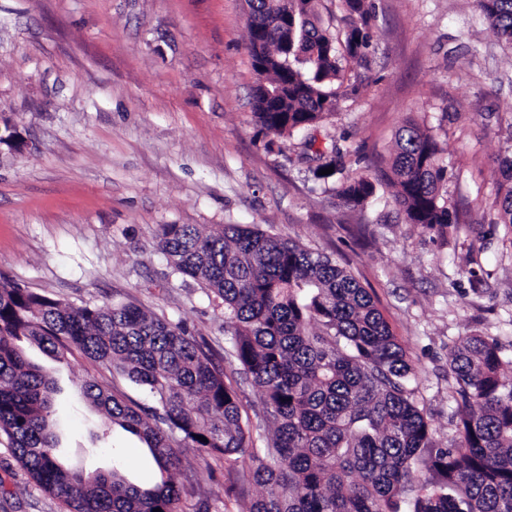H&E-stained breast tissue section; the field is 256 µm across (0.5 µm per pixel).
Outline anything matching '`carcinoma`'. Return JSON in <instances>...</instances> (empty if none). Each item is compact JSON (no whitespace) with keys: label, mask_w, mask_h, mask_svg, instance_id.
Segmentation results:
<instances>
[{"label":"carcinoma","mask_w":512,"mask_h":512,"mask_svg":"<svg viewBox=\"0 0 512 512\" xmlns=\"http://www.w3.org/2000/svg\"><path fill=\"white\" fill-rule=\"evenodd\" d=\"M320 2L248 0L247 49L261 63L253 115L267 135L291 136L329 117L343 63L362 61L369 47L368 0H344L342 37L321 23ZM475 2L512 49V0ZM285 18L295 29L280 24ZM317 154L314 176L335 180L341 202L361 206L373 196V181L349 174L339 149ZM390 172L408 223L439 231L452 223L448 160L431 129L409 123L398 131ZM500 174L498 219L512 224V154ZM159 248L175 272L224 303L225 354L257 389L272 433L253 447L237 389L182 324L132 304L75 306L0 275V436L66 512H182L177 447L222 458L227 469L252 449L251 475L263 491L248 512H399L409 492V512H512V382L502 379L512 355L497 339L473 334L451 347L460 444L426 455L434 444L415 397L416 370L346 268L243 224H164ZM22 341L59 363L79 352L148 394L145 409L93 381L82 386L94 410L149 448L158 468L152 486L115 466L86 473L61 464L55 379L29 361Z\"/></svg>","instance_id":"obj_1"}]
</instances>
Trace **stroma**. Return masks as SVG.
I'll use <instances>...</instances> for the list:
<instances>
[{
	"label": "stroma",
	"instance_id": "35a3bbf8",
	"mask_svg": "<svg viewBox=\"0 0 512 512\" xmlns=\"http://www.w3.org/2000/svg\"><path fill=\"white\" fill-rule=\"evenodd\" d=\"M371 45L351 65L319 142L347 150L350 171L384 167L397 131L436 128L448 151L446 233L408 224L378 182L366 208L344 206L314 178L303 134L268 145L255 123L257 81L246 0H0V127L24 152L0 154V272L73 304L132 303L205 340L254 417L259 395L224 357V305L173 273L165 224L217 231L256 224L346 266L417 368V396L436 442L458 439L448 352L478 334L512 345V227L498 223L501 156L512 152V51L473 0H370ZM54 372L61 458L143 482L144 444L80 396L84 381L149 405L139 386L81 355ZM184 512H246L262 489L249 459L227 470L180 451ZM0 437V512H63Z\"/></svg>",
	"mask_w": 512,
	"mask_h": 512
}]
</instances>
